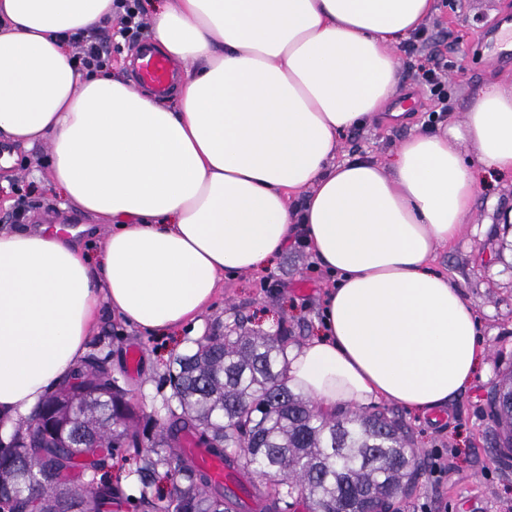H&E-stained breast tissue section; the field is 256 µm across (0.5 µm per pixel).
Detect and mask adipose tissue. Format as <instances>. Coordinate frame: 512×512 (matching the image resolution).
Listing matches in <instances>:
<instances>
[{
    "label": "adipose tissue",
    "instance_id": "1",
    "mask_svg": "<svg viewBox=\"0 0 512 512\" xmlns=\"http://www.w3.org/2000/svg\"><path fill=\"white\" fill-rule=\"evenodd\" d=\"M112 2L0 0V137L48 144L54 190L110 227L94 256L44 226L0 230V422L72 371L99 306L182 328L225 273L263 270L298 233L335 283L318 336L288 350L289 387L328 408L445 409L484 346L436 252L479 171L512 172V84L482 85L463 128L341 161L340 135L390 110L397 48L437 0H161L154 43L184 68L173 109L71 64L60 33L105 25Z\"/></svg>",
    "mask_w": 512,
    "mask_h": 512
}]
</instances>
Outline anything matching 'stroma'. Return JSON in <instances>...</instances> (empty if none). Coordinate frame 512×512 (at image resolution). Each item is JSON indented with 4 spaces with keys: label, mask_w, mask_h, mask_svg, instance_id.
Listing matches in <instances>:
<instances>
[{
    "label": "stroma",
    "mask_w": 512,
    "mask_h": 512,
    "mask_svg": "<svg viewBox=\"0 0 512 512\" xmlns=\"http://www.w3.org/2000/svg\"><path fill=\"white\" fill-rule=\"evenodd\" d=\"M512 19V0H438V11L428 24V34L447 49L451 67V109L436 113V102L415 85L411 69L419 57L399 52L400 97L416 100L406 116L348 130L340 137V158H384L416 126L432 128L463 125L469 101L476 90L492 79L512 80V60L476 46L478 39L494 34L504 37L506 19ZM47 145L27 149L0 144V167L8 166L7 184L0 186L5 208L23 209V221H9V228L41 224L76 230L77 241L101 248L103 235L89 231L93 219L66 206L45 179ZM35 191L21 198L17 186ZM512 213V174L482 175L472 213L458 240L437 250V267L450 273L474 305L481 323L485 350L471 385L451 400L447 409L422 416L403 412L419 452L433 458L437 450L456 449L451 468L441 481L423 476L416 493L400 505L401 512H512V458L502 459L489 440L493 423L486 402L488 390L501 372L512 366V228L505 222ZM330 286L306 244L289 243L269 269L225 277L213 304L197 326L167 336H154L125 325L108 307H101L97 324L86 343L90 353L111 357L112 371L120 378L141 416L161 421L162 399L169 395L165 366L187 351L194 340L218 323L241 315L253 329L275 332L286 326L297 342L317 336L324 295ZM142 354L137 372L127 368V351Z\"/></svg>",
    "instance_id": "stroma-1"
}]
</instances>
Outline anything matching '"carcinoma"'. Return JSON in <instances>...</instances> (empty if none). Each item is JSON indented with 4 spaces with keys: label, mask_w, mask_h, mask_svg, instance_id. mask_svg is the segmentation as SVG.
Masks as SVG:
<instances>
[{
    "label": "carcinoma",
    "mask_w": 512,
    "mask_h": 512,
    "mask_svg": "<svg viewBox=\"0 0 512 512\" xmlns=\"http://www.w3.org/2000/svg\"><path fill=\"white\" fill-rule=\"evenodd\" d=\"M236 317L166 367V420L152 433L106 357L89 355L54 395L0 440V512H102L126 498L113 460H136L146 512H240L242 502L183 451L189 434L235 470L271 477L251 486L260 512H366L417 490L424 462L399 415L327 413L285 379L288 330L254 331ZM494 445L512 455V370L487 395ZM173 490L156 491L160 470Z\"/></svg>",
    "instance_id": "cac0c4a2"
}]
</instances>
